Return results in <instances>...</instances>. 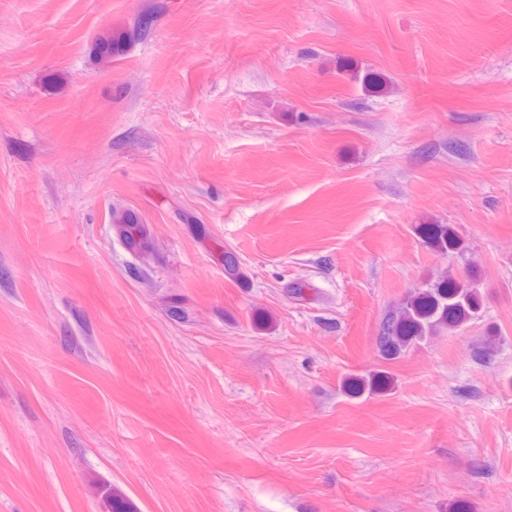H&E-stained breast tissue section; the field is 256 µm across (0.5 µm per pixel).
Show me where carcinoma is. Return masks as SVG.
Listing matches in <instances>:
<instances>
[{
    "label": "carcinoma",
    "instance_id": "carcinoma-1",
    "mask_svg": "<svg viewBox=\"0 0 512 512\" xmlns=\"http://www.w3.org/2000/svg\"><path fill=\"white\" fill-rule=\"evenodd\" d=\"M150 26V18L145 17L132 32H108L97 37L93 44V55L98 59L123 55L132 41L146 35ZM111 221L119 236L132 249L141 247L146 229L135 212L115 206L111 208ZM422 236L442 254L457 246L456 239L443 224L425 225ZM477 309L474 287L459 278L444 279L410 297L397 315L383 323L380 347L391 355H397L415 339L472 318Z\"/></svg>",
    "mask_w": 512,
    "mask_h": 512
}]
</instances>
